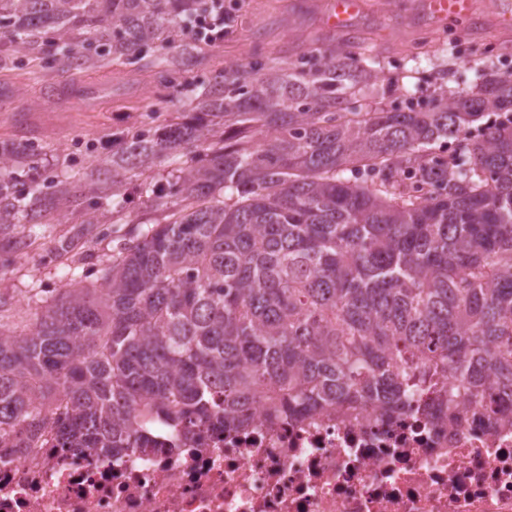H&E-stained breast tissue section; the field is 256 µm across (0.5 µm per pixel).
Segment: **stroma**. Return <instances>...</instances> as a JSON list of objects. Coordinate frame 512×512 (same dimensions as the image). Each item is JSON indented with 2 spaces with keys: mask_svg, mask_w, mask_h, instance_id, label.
Wrapping results in <instances>:
<instances>
[{
  "mask_svg": "<svg viewBox=\"0 0 512 512\" xmlns=\"http://www.w3.org/2000/svg\"><path fill=\"white\" fill-rule=\"evenodd\" d=\"M363 9L348 32H334L324 23L330 0H224L235 24L221 44L213 46L200 77L209 78L226 62L248 59L254 45L268 50L287 47L289 58L318 54L347 36L371 39L383 58L385 77L418 87L422 101L439 89H467L477 70L494 65L512 71V49L499 50L502 39L475 0L470 25L437 19L427 0H362ZM448 69L443 85L427 77ZM72 88L62 90L51 70L19 57L14 67L0 69V141H30L39 151L46 174L75 180L91 190V174L112 151V132L143 126L163 91L151 71L137 64L111 63L76 73ZM85 210L70 211L48 224H19L16 236L26 246L0 250V322L23 330L30 315L67 280L95 277L112 254L133 233L129 224H90ZM74 240L67 259H60L61 241Z\"/></svg>",
  "mask_w": 512,
  "mask_h": 512,
  "instance_id": "1",
  "label": "stroma"
}]
</instances>
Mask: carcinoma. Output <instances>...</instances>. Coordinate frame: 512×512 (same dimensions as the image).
Returning a JSON list of instances; mask_svg holds the SVG:
<instances>
[{
	"instance_id": "1",
	"label": "carcinoma",
	"mask_w": 512,
	"mask_h": 512,
	"mask_svg": "<svg viewBox=\"0 0 512 512\" xmlns=\"http://www.w3.org/2000/svg\"><path fill=\"white\" fill-rule=\"evenodd\" d=\"M217 7L0 0V66L33 53L63 78L143 60L188 108L112 134L88 223H117L136 194L147 229L99 286L68 283L23 333L0 324V447L110 456L158 447L160 427L178 441L192 420L241 427L262 402L292 417L365 403L431 414L461 397L507 409L512 72L483 71L430 108L406 93L388 106L396 90L356 37L202 81L219 36L185 27ZM169 159L166 190L127 177ZM81 199L39 172L30 142H0L4 246L25 248L11 227Z\"/></svg>"
}]
</instances>
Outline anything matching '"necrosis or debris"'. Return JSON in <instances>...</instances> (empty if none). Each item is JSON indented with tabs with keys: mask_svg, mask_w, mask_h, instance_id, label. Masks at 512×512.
Listing matches in <instances>:
<instances>
[{
	"mask_svg": "<svg viewBox=\"0 0 512 512\" xmlns=\"http://www.w3.org/2000/svg\"><path fill=\"white\" fill-rule=\"evenodd\" d=\"M180 448L112 457L0 450V512H512V413L366 404L248 427H193Z\"/></svg>",
	"mask_w": 512,
	"mask_h": 512,
	"instance_id": "obj_1",
	"label": "necrosis or debris"
}]
</instances>
